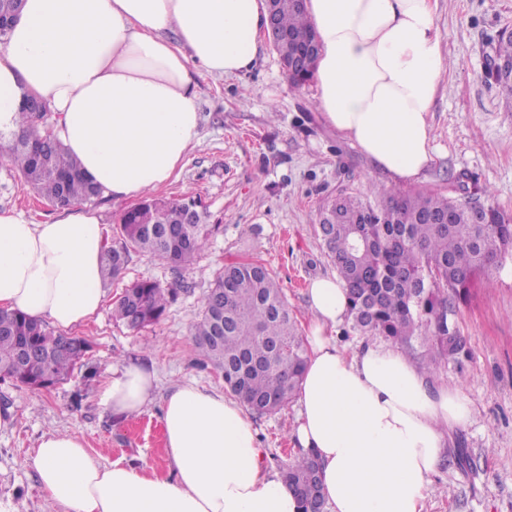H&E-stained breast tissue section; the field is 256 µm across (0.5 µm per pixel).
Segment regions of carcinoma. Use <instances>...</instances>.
Masks as SVG:
<instances>
[{
    "label": "carcinoma",
    "mask_w": 512,
    "mask_h": 512,
    "mask_svg": "<svg viewBox=\"0 0 512 512\" xmlns=\"http://www.w3.org/2000/svg\"><path fill=\"white\" fill-rule=\"evenodd\" d=\"M276 20L295 38L313 32L302 4L276 0ZM25 133L8 145V159L36 194L57 208L92 203L101 190L80 171L78 160L60 141L45 155L48 131L28 110L21 112ZM442 191L401 193L372 187L348 189L324 202L318 220L323 250L345 288L351 328L383 336L408 354L424 348L423 363L434 373L442 359L467 355L466 342L451 322L452 302L469 296L479 277L512 257V218L485 208V223H473L471 204ZM194 197L147 196L119 219L120 245L102 252L105 280L120 277L133 252L186 269L204 250L216 226L201 218L175 223L197 206ZM177 289L142 279L124 288L114 316L131 329L159 321L175 301ZM192 341L203 361L220 371L224 386L249 409L271 413L296 396L306 346L282 288L259 259L224 264L214 286L201 299V316ZM91 350L81 336L57 333L20 311L0 310V379L20 388L48 391L66 380ZM282 475L302 512H311L317 462L311 453L287 463Z\"/></svg>",
    "instance_id": "cac0c4a2"
}]
</instances>
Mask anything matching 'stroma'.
Instances as JSON below:
<instances>
[{"mask_svg": "<svg viewBox=\"0 0 512 512\" xmlns=\"http://www.w3.org/2000/svg\"><path fill=\"white\" fill-rule=\"evenodd\" d=\"M436 24L449 70L429 114L435 154L421 177L394 181L350 140L324 121L315 86L291 87L277 52L261 43L253 67L233 77L197 79L199 135L160 197H200L204 221L218 225L196 263L175 270L166 261L132 254L124 273L105 287L106 301L91 321L73 328L91 350L72 376L50 391L0 380V408L13 422L0 427V497L20 512H65L42 493L27 459L41 436L70 431L102 465L119 461L170 474L161 421L163 398L179 383L223 390L224 379L203 366L190 330L200 300L225 263L259 258L279 280L298 327L310 319L307 290L333 275L315 232L324 198L348 186L376 185L401 192L447 190L455 178L482 189L481 200L512 216V92L488 78L499 39L512 33V0H436ZM0 210H17L45 224L58 209L33 193L0 156ZM147 278L181 291L162 319L131 330L112 316L125 284ZM453 320L468 353L441 362L434 385H460L471 425L449 433L450 448L465 449L469 464L446 459L432 477L425 512H512V261L479 284ZM129 362L153 367L154 401L137 418L121 421L98 403L102 381ZM297 402L276 413H251L264 464L277 470L297 453L291 430Z\"/></svg>", "mask_w": 512, "mask_h": 512, "instance_id": "1", "label": "stroma"}]
</instances>
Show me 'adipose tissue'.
Wrapping results in <instances>:
<instances>
[{
  "label": "adipose tissue",
  "mask_w": 512,
  "mask_h": 512,
  "mask_svg": "<svg viewBox=\"0 0 512 512\" xmlns=\"http://www.w3.org/2000/svg\"><path fill=\"white\" fill-rule=\"evenodd\" d=\"M320 43L313 79L326 122L378 167L412 180L433 159L428 115L446 71L432 0H305ZM264 0H25L0 50V133L21 134L26 97L105 195L130 201L169 181L198 135L194 70L233 76L259 50ZM104 229L75 204L36 224L0 211V308L71 328L103 307ZM308 357L292 435L321 465L329 512H423L448 430L472 422L459 386L383 341L338 346L349 314L338 279L314 280ZM157 378L139 364L98 391L112 416H138ZM170 474L100 465L79 436L44 434L29 458L42 492L67 512H300L242 402L190 382L162 408Z\"/></svg>",
  "instance_id": "1"
}]
</instances>
